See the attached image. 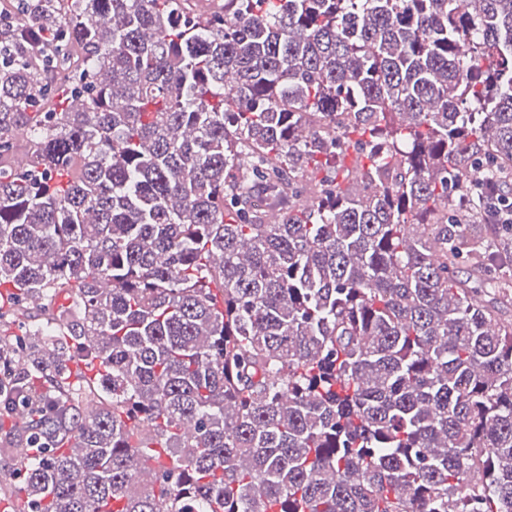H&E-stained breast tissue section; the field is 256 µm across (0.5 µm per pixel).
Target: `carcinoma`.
<instances>
[{"mask_svg": "<svg viewBox=\"0 0 512 512\" xmlns=\"http://www.w3.org/2000/svg\"><path fill=\"white\" fill-rule=\"evenodd\" d=\"M191 3L0 31L11 512H512V0ZM481 209L479 210L478 224H511L512 223V195L500 192L496 186L494 191L489 190L480 196Z\"/></svg>", "mask_w": 512, "mask_h": 512, "instance_id": "1", "label": "carcinoma"}]
</instances>
